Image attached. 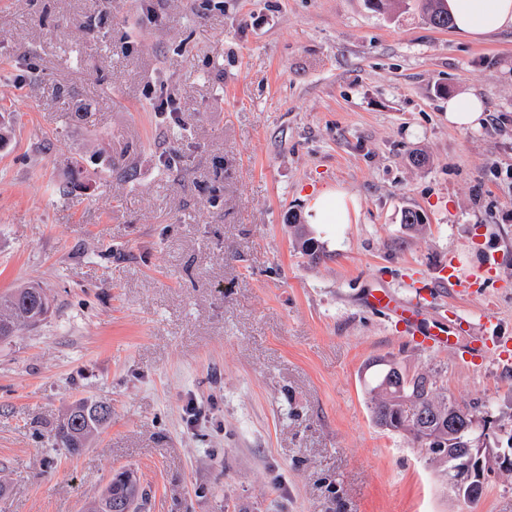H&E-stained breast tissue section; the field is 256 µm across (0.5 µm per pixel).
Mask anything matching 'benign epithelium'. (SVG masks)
I'll return each mask as SVG.
<instances>
[{
	"mask_svg": "<svg viewBox=\"0 0 512 512\" xmlns=\"http://www.w3.org/2000/svg\"><path fill=\"white\" fill-rule=\"evenodd\" d=\"M446 466L448 489L460 497L478 499L489 473L512 469V447L493 448L483 436L449 455Z\"/></svg>",
	"mask_w": 512,
	"mask_h": 512,
	"instance_id": "benign-epithelium-1",
	"label": "benign epithelium"
}]
</instances>
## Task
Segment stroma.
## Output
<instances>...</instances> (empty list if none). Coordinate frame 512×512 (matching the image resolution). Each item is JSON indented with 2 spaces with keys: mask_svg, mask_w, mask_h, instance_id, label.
I'll use <instances>...</instances> for the list:
<instances>
[{
  "mask_svg": "<svg viewBox=\"0 0 512 512\" xmlns=\"http://www.w3.org/2000/svg\"><path fill=\"white\" fill-rule=\"evenodd\" d=\"M420 3L0 0V295L52 305L0 340V512H84L122 469L143 512H512V473L467 502L368 409L390 358L512 439V30ZM334 191L349 223L310 224ZM446 265L466 291L417 300ZM374 289L487 325L481 357L417 345ZM83 397L112 417L72 455ZM485 109L481 97L462 93L448 98V124L458 129L479 126ZM93 398H84L75 403L54 428L55 444L59 448H65L70 453H79L85 448L89 438L101 429L104 424L88 425L85 417L80 414L77 418V410L81 405L85 408L88 404H94ZM78 419V421L76 420Z\"/></svg>",
  "mask_w": 512,
  "mask_h": 512,
  "instance_id": "35a3bbf8",
  "label": "stroma"
}]
</instances>
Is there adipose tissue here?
<instances>
[{
  "label": "adipose tissue",
  "instance_id": "adipose-tissue-1",
  "mask_svg": "<svg viewBox=\"0 0 512 512\" xmlns=\"http://www.w3.org/2000/svg\"><path fill=\"white\" fill-rule=\"evenodd\" d=\"M457 33L482 37L512 29V0H445Z\"/></svg>",
  "mask_w": 512,
  "mask_h": 512
}]
</instances>
